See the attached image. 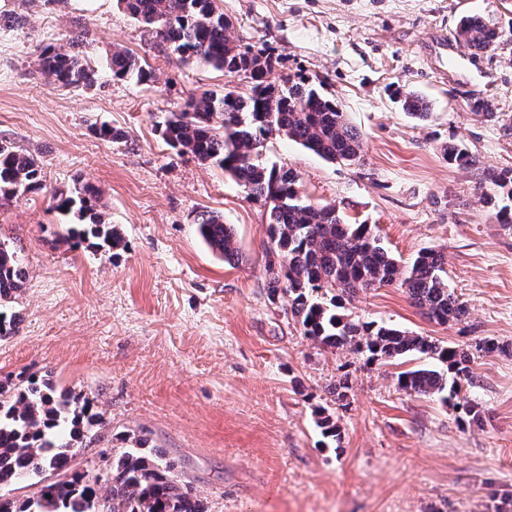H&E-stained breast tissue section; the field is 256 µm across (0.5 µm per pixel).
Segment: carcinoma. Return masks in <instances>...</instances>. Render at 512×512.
I'll return each instance as SVG.
<instances>
[{
	"label": "carcinoma",
	"instance_id": "obj_1",
	"mask_svg": "<svg viewBox=\"0 0 512 512\" xmlns=\"http://www.w3.org/2000/svg\"><path fill=\"white\" fill-rule=\"evenodd\" d=\"M117 2L170 44L183 62L249 79V92L226 88L220 96L209 93L192 99L184 111L158 122L157 129L170 147L223 169L247 198L268 205L269 237L282 257L279 269L270 273L269 295L288 293L303 334L325 348L347 349L370 362L426 357L453 374L449 385L441 371L419 365L398 373L399 390L432 396L447 389L450 396L457 395L461 383L470 381L474 352L498 350L499 343L483 338L466 348L442 345L394 326L355 321L342 312L358 293L396 285L429 320L441 325L461 321L466 306L448 288L444 255L427 249L400 264L370 225L351 222L333 207L311 203L300 192L295 172L270 166L261 158L265 137L282 134L326 161H359L362 135L340 105L314 86L289 78L283 79L281 92L269 91L272 54L241 45L216 0ZM458 34L475 51L490 48L498 38L496 29L481 19L462 20ZM39 66L49 81L64 87H92L98 82L97 71L78 55L51 45L44 47ZM109 71L114 79L154 80L152 71L124 49L112 50ZM403 108L418 120L430 116V105L415 93L405 95ZM443 157L459 167L476 164L456 143L443 148ZM41 189L37 158L1 141L0 196ZM51 199L58 212L74 217L64 235L72 247L110 251L121 245L122 237L100 209V191L94 184L79 179L69 190L51 193ZM197 221L198 232L212 252L239 263L233 229L223 217L204 211ZM25 280L19 253L0 232V338L18 331L19 316L10 306ZM99 419L89 400L58 394L47 381L34 377L18 385L0 381V489L16 486L23 476L40 486L22 501L0 496V512H205L174 466L149 447L146 438L135 439L132 448L100 451L99 466L76 462L72 449L89 448L100 440L92 431ZM50 471L56 476L53 482L47 481Z\"/></svg>",
	"mask_w": 512,
	"mask_h": 512
}]
</instances>
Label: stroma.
<instances>
[{
	"label": "stroma",
	"mask_w": 512,
	"mask_h": 512,
	"mask_svg": "<svg viewBox=\"0 0 512 512\" xmlns=\"http://www.w3.org/2000/svg\"><path fill=\"white\" fill-rule=\"evenodd\" d=\"M234 34L267 47L269 79L302 78L336 100L365 139L359 162L330 163L283 135L263 143L271 165L296 172L302 193L371 225L390 254L445 257L465 321H428L404 289L384 286L346 306L353 319L386 322L440 343L485 337L476 355L470 421L457 398L397 390L389 364L330 350L304 336L286 294L269 297L276 262L269 209L248 199L216 165L179 153L156 124L185 101L248 82L187 65L116 0H0V141L40 161L43 190L0 198V231L27 271L14 305L22 322L0 339V380L28 374L82 394L103 416L113 448L143 436L174 461L206 512H512V210L507 191L484 182L512 169V0H217ZM22 15L23 27L5 17ZM478 16L499 37L457 58L443 34ZM55 45L98 69L96 87H61L39 56ZM120 46L155 71L152 82L112 78ZM431 105L418 121L402 105ZM491 105L476 114L474 100ZM121 129L105 141L94 130ZM462 143L471 168L448 164ZM92 182L121 233L116 254L58 242L52 191ZM215 211L244 257L231 265L197 231ZM349 376L338 402L334 385ZM331 415L336 436L317 421Z\"/></svg>",
	"instance_id": "stroma-1"
}]
</instances>
